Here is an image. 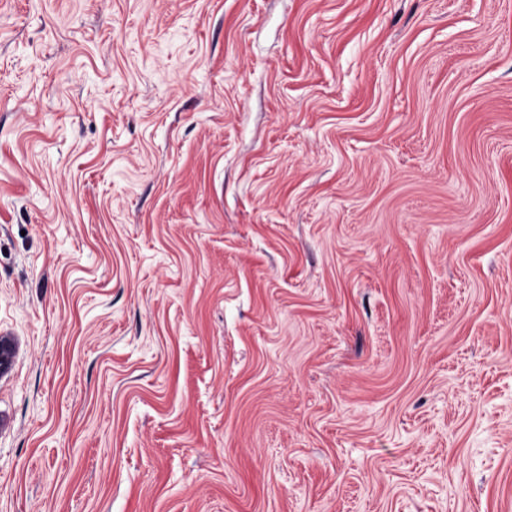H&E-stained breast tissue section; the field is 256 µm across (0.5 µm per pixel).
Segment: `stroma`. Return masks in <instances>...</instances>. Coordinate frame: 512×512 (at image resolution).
I'll return each mask as SVG.
<instances>
[{"instance_id":"1","label":"stroma","mask_w":512,"mask_h":512,"mask_svg":"<svg viewBox=\"0 0 512 512\" xmlns=\"http://www.w3.org/2000/svg\"><path fill=\"white\" fill-rule=\"evenodd\" d=\"M0 512H512V0H0Z\"/></svg>"}]
</instances>
